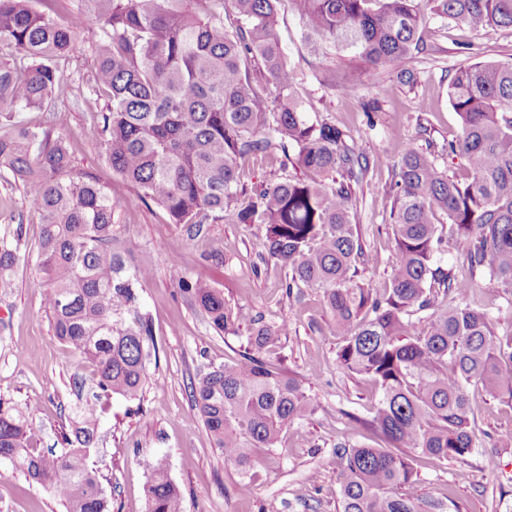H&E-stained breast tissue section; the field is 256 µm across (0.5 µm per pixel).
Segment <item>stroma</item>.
<instances>
[{"mask_svg": "<svg viewBox=\"0 0 512 512\" xmlns=\"http://www.w3.org/2000/svg\"><path fill=\"white\" fill-rule=\"evenodd\" d=\"M277 32L288 63L298 73L296 95L312 102L319 118L346 129L357 153L380 159L356 188L355 222L371 253L365 281L382 282L390 273L388 257L392 200L381 187L408 143L430 146L441 171L465 177V161L446 153L461 121L448 100L456 70L490 59H512V27L474 31L453 21L428 18L419 30V49L408 67L414 83L390 69L357 73V91L345 93L350 53L328 50L313 58L302 23L281 4ZM102 101L84 94L68 104L57 127L78 167L93 171L119 203L118 229L130 241L137 264L153 275L141 291L153 322L159 359L150 363V381L140 399L113 395L102 402L101 439L88 462L112 493L111 512H144L148 479L142 462L164 459L183 493L184 512H336L337 443L373 445L366 427L378 391L366 379L344 370L336 360L341 342L333 331L319 293L303 303L288 299L283 273L261 262L263 230L257 224H211L194 244L184 226L170 223L156 205H144L137 190L115 174L97 141L89 135L92 114ZM23 224V247L37 252L41 217L28 205L23 189L0 172V236ZM202 279L224 293L231 306L243 305L268 324L289 322L282 341L283 367L302 381L316 409L287 429L278 448L256 451L250 471L252 492L239 495L241 476L214 448L191 387L208 366L233 361L247 345L248 327L237 334L216 333L181 292L180 279ZM92 365L55 334L43 303L36 264L18 266L14 285L0 292V397L33 409L41 448L61 451L60 434L78 387L76 376ZM474 409V451L464 461H423L409 486L420 498L451 497L458 512H512V446L499 444L512 433V406L470 388ZM500 466L492 469L489 458ZM0 512H64L44 487L9 462L0 461Z\"/></svg>", "mask_w": 512, "mask_h": 512, "instance_id": "obj_1", "label": "stroma"}]
</instances>
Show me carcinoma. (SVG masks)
Returning <instances> with one entry per match:
<instances>
[{
    "label": "carcinoma",
    "instance_id": "cac0c4a2",
    "mask_svg": "<svg viewBox=\"0 0 512 512\" xmlns=\"http://www.w3.org/2000/svg\"><path fill=\"white\" fill-rule=\"evenodd\" d=\"M63 24L30 5L0 0V119L13 111L57 112L73 94L61 62L81 52L76 35L96 21V60L89 92L108 98L90 130L112 171L142 202L186 226L193 243L205 225L263 226L262 248L286 270L282 283L297 300L321 293L336 332V356L379 391L365 425L375 446L336 444L339 512H455L453 501L403 491L414 462L462 460L474 449L469 387L512 401V331H495L489 313L471 306L477 279L487 277L512 307V61L459 68L448 99L461 133L448 153L467 162L461 183L440 171L431 148L409 145L386 190L393 199L390 276L378 288L358 279L368 263L353 220L354 185L369 169L336 125L312 118L294 97L296 75L275 31L281 0H85ZM303 22L310 54L330 44L353 51L366 71L405 68L417 32L433 14L472 30L512 26V0H288ZM231 7L241 26H224ZM48 121L14 123L0 136V168L21 184L42 216L38 267L54 334L94 366L91 396L75 409L73 435L61 453L43 452L32 412L0 401V460L48 489L65 512H110L96 470L87 465L99 401L110 393L135 400L158 355L140 289L152 277L132 259L113 217L118 202L96 176L74 166L66 142ZM272 156L304 178L248 188L240 163ZM23 225L0 238V284L12 286ZM463 272L445 269L449 248ZM218 333L250 327L248 347L206 372L191 390L214 447L246 474L254 448L277 447L285 430L315 411L296 377L282 369L288 322H262L231 307L224 293L182 279ZM426 328L414 332V316ZM146 512H183L179 486L162 459L146 462Z\"/></svg>",
    "mask_w": 512,
    "mask_h": 512
}]
</instances>
